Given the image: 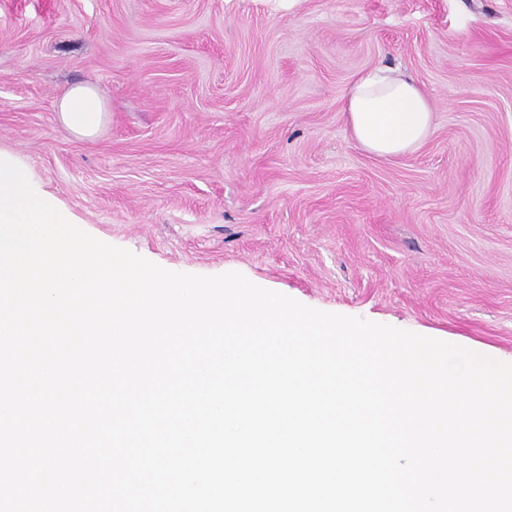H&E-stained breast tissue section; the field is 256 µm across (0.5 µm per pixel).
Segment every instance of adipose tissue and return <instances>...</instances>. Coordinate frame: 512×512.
I'll list each match as a JSON object with an SVG mask.
<instances>
[{
    "instance_id": "1",
    "label": "adipose tissue",
    "mask_w": 512,
    "mask_h": 512,
    "mask_svg": "<svg viewBox=\"0 0 512 512\" xmlns=\"http://www.w3.org/2000/svg\"><path fill=\"white\" fill-rule=\"evenodd\" d=\"M62 124L75 136L93 135L106 112L97 88L76 85L56 102ZM345 111L352 134L370 154L390 158L420 148L433 130V106L403 70L377 65L359 72L348 90Z\"/></svg>"
}]
</instances>
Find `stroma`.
<instances>
[{"instance_id":"35a3bbf8","label":"stroma","mask_w":512,"mask_h":512,"mask_svg":"<svg viewBox=\"0 0 512 512\" xmlns=\"http://www.w3.org/2000/svg\"><path fill=\"white\" fill-rule=\"evenodd\" d=\"M380 63L434 108L389 160L343 112ZM82 83L108 112L78 140ZM0 150L166 270L512 360V0H0ZM60 121L75 136L93 135L107 112L105 100L91 85H76L66 90L56 102Z\"/></svg>"}]
</instances>
